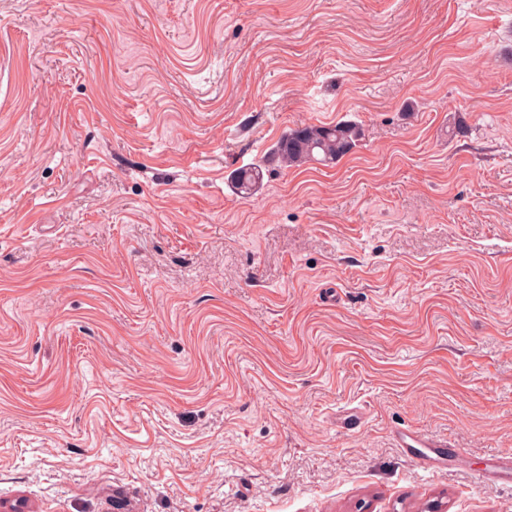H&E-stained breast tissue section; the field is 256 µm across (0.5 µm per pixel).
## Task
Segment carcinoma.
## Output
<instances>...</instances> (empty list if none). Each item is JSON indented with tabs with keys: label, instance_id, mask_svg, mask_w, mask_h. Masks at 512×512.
<instances>
[{
	"label": "carcinoma",
	"instance_id": "1",
	"mask_svg": "<svg viewBox=\"0 0 512 512\" xmlns=\"http://www.w3.org/2000/svg\"><path fill=\"white\" fill-rule=\"evenodd\" d=\"M361 138V126L355 121L306 125L285 132L277 141L273 154L287 168L312 162L329 165L349 154ZM262 180V166L257 165L236 172L231 183L241 196L247 197L260 186Z\"/></svg>",
	"mask_w": 512,
	"mask_h": 512
}]
</instances>
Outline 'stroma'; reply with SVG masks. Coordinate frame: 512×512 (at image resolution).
I'll return each instance as SVG.
<instances>
[{
  "instance_id": "35a3bbf8",
  "label": "stroma",
  "mask_w": 512,
  "mask_h": 512,
  "mask_svg": "<svg viewBox=\"0 0 512 512\" xmlns=\"http://www.w3.org/2000/svg\"><path fill=\"white\" fill-rule=\"evenodd\" d=\"M492 457L512 0H0V512H512ZM361 138V126L355 121L306 125L285 132L273 154L287 168L312 162L329 165L349 154ZM262 180V166L257 165L236 172L231 178V183L242 197H248L260 186ZM396 446L401 448L404 455L426 472H435L441 469L445 451L438 448H447L443 439H433L411 430H398L394 434Z\"/></svg>"
}]
</instances>
